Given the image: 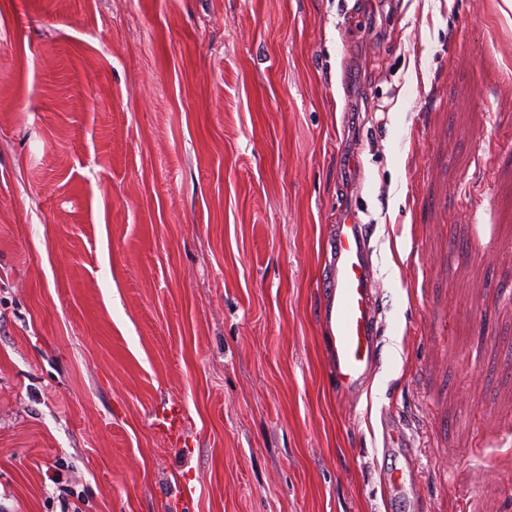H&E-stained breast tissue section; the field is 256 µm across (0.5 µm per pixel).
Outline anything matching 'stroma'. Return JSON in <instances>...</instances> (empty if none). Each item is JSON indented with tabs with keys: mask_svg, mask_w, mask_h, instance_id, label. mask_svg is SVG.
Masks as SVG:
<instances>
[{
	"mask_svg": "<svg viewBox=\"0 0 512 512\" xmlns=\"http://www.w3.org/2000/svg\"><path fill=\"white\" fill-rule=\"evenodd\" d=\"M389 2L0 0V512H512V0ZM349 220V221H348ZM348 221V222H347ZM357 216L335 224L322 321L331 331L332 367L340 388L358 395L376 366L379 344L376 280L366 224ZM154 424L167 436L173 446H178L181 438L182 413L175 403L158 407L154 412Z\"/></svg>",
	"mask_w": 512,
	"mask_h": 512,
	"instance_id": "obj_1",
	"label": "stroma"
}]
</instances>
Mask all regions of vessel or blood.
I'll list each match as a JSON object with an SVG mask.
<instances>
[{
    "instance_id": "obj_1",
    "label": "vessel or blood",
    "mask_w": 512,
    "mask_h": 512,
    "mask_svg": "<svg viewBox=\"0 0 512 512\" xmlns=\"http://www.w3.org/2000/svg\"><path fill=\"white\" fill-rule=\"evenodd\" d=\"M330 277L322 321L330 330L332 367L340 388L362 392L376 366L379 344L376 280L366 225L357 217L335 225L330 243ZM154 423L171 444H179L182 413L165 404L154 412Z\"/></svg>"
}]
</instances>
